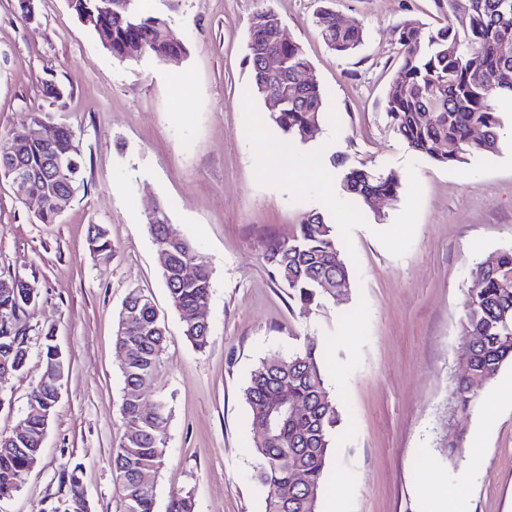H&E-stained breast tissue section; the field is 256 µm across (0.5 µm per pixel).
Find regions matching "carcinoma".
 Wrapping results in <instances>:
<instances>
[{
    "label": "carcinoma",
    "mask_w": 512,
    "mask_h": 512,
    "mask_svg": "<svg viewBox=\"0 0 512 512\" xmlns=\"http://www.w3.org/2000/svg\"><path fill=\"white\" fill-rule=\"evenodd\" d=\"M139 2L112 0L108 13L100 9L99 0H85L84 9L97 18L91 30L108 42L112 56L122 61L134 45L158 61L186 52L183 43L172 44L162 36L169 25L167 15L147 14ZM435 3L448 20L436 33L423 36L413 18L397 29L403 55L389 84L386 110L409 147L437 162L457 163L470 153L494 154L499 150L501 127L497 101L512 100V0ZM318 26L324 41L339 54H348L362 43V29L348 25L332 11H321ZM248 51L250 92L259 97L265 89L287 99V108L271 113V119L288 140L309 141L311 128L319 125L323 114L324 92L316 82L295 84L294 74L309 67L299 44L271 25L249 33ZM269 53L283 63L274 74L262 66ZM40 125L43 133L33 135ZM75 141L69 127L54 124L41 113L27 115L7 137H0V165L18 156L31 175L29 188L44 197V207L37 213L42 224L56 222L60 216L57 196L68 190V183L53 167L54 159L67 155L82 161ZM400 186L393 172L383 175L351 169L344 176L346 190L366 205L376 197H396ZM146 226L154 245L169 252L161 276L183 335L203 351L211 339L210 325L201 319L210 301L209 262L168 224L164 207H156L147 216ZM87 246L102 262L115 255L103 224L89 225ZM263 260L288 289L289 298L303 305L321 297L340 300L347 293L349 272L336 248V227L317 213L308 215L288 239L269 238ZM185 264L196 267L194 278L178 276ZM475 275L479 287L469 291L461 317L468 370L456 386L455 400L463 412L476 404L477 388L493 379L505 362H512V250L501 252L492 268L477 266ZM324 283L328 287H322ZM39 298L38 288L20 279L12 291L0 292V361L13 372L26 365L29 342L24 318ZM51 338L52 333H47L41 349L45 376L67 363ZM165 342L166 327L151 294L141 288L129 289L115 334V345L126 351L120 365L125 431L112 450L113 478L123 492V512H156L154 480L165 462L171 409L165 402L160 413L153 412L142 404L141 391L162 360ZM243 396L253 422H270V431L253 443L258 458L255 480L265 494V512H319L325 465L335 450L340 415L315 347L264 358L251 374ZM57 402L49 386L36 384L21 420L23 434L0 439V499L18 491L38 461L46 434L43 415L53 414ZM289 405L300 406L302 415L291 416L286 411ZM295 472L299 478L292 482ZM68 484L64 512H86L77 469L71 470ZM166 512H195L194 490L173 493Z\"/></svg>",
    "instance_id": "obj_1"
}]
</instances>
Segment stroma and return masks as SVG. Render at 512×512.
Returning a JSON list of instances; mask_svg holds the SVG:
<instances>
[{
  "instance_id": "1",
  "label": "stroma",
  "mask_w": 512,
  "mask_h": 512,
  "mask_svg": "<svg viewBox=\"0 0 512 512\" xmlns=\"http://www.w3.org/2000/svg\"><path fill=\"white\" fill-rule=\"evenodd\" d=\"M363 29L346 56L327 47L321 7ZM274 11L325 92L312 140L286 164L317 157L325 182L295 189L264 173L250 132L285 137L264 100L248 91L253 15ZM187 47L179 58L118 61L68 0H0V137L31 113L76 135L84 184L57 223L0 178V275L38 286L28 318L29 358L0 377V435L16 429L43 373L47 330L69 361L38 462L0 512H55L66 473L83 470L88 512H122L112 450L123 438L122 360L113 340L131 288L149 291L167 327L165 354L143 392L172 410L156 512L195 492L196 512H264L253 478L257 429L243 390L260 361L312 343L341 417L326 465L320 512H512V365L469 411L453 391L463 370L460 319L478 263L512 248V105L502 106L499 151L441 164L414 152L385 109L400 56L397 27L424 34L445 17L434 0H179L169 10ZM65 90L52 98L48 85ZM353 168L396 173V198L371 209L344 188ZM163 204L169 222L211 268V343L192 347L171 307L145 217ZM317 213L336 226L349 271L335 302L291 300L262 260L269 237L293 235ZM108 227L116 254L97 260L88 227Z\"/></svg>"
}]
</instances>
